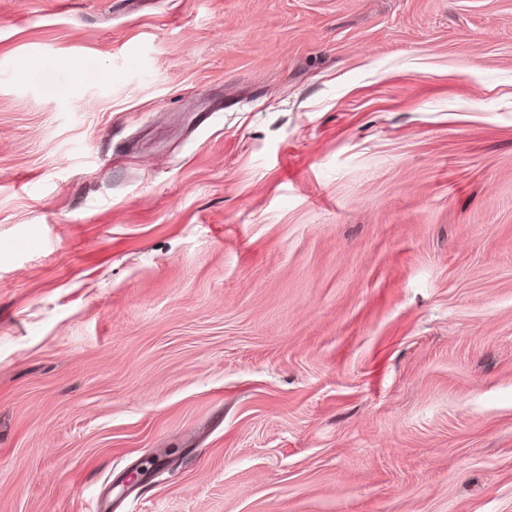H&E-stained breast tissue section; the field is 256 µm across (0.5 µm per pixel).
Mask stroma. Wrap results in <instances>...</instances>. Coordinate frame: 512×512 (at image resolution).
Segmentation results:
<instances>
[{"label":"stroma","mask_w":512,"mask_h":512,"mask_svg":"<svg viewBox=\"0 0 512 512\" xmlns=\"http://www.w3.org/2000/svg\"><path fill=\"white\" fill-rule=\"evenodd\" d=\"M0 512H512V0H0Z\"/></svg>","instance_id":"35a3bbf8"}]
</instances>
